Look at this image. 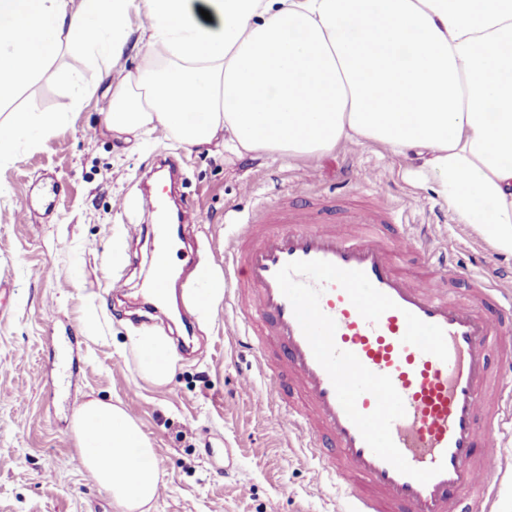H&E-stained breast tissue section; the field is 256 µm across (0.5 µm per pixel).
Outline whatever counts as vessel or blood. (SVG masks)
<instances>
[{
  "label": "vessel or blood",
  "instance_id": "obj_1",
  "mask_svg": "<svg viewBox=\"0 0 512 512\" xmlns=\"http://www.w3.org/2000/svg\"><path fill=\"white\" fill-rule=\"evenodd\" d=\"M145 202L158 217L153 237L159 272L144 293L159 303L165 298L161 269L170 236L163 198L149 195ZM404 251L416 255L423 274L397 268ZM296 260L363 271L395 302V309L371 323L338 284L329 283L320 308L336 323L339 349L391 378L406 410L391 425L396 446L413 467H444L428 483L378 457L344 412L275 278ZM224 278L233 284L234 319L257 354L269 398L281 401L289 433L343 490L345 512H459L464 492L473 496L470 512H492L488 478L497 464L498 437L512 424V294H504L491 275L464 270L449 259L434 261L423 235L394 223L382 209L358 208L349 211L346 223L327 224L320 212L281 203L238 225ZM460 280L470 286V302L448 293L449 283ZM409 312L443 329L447 360L403 343ZM494 347L501 352L495 371L488 363Z\"/></svg>",
  "mask_w": 512,
  "mask_h": 512
}]
</instances>
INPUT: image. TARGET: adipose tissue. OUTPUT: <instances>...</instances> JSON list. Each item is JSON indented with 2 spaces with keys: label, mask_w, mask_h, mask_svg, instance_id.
<instances>
[{
  "label": "adipose tissue",
  "mask_w": 512,
  "mask_h": 512,
  "mask_svg": "<svg viewBox=\"0 0 512 512\" xmlns=\"http://www.w3.org/2000/svg\"><path fill=\"white\" fill-rule=\"evenodd\" d=\"M130 46L140 63L112 88L113 132L161 127L189 147L287 157L373 142L410 158L458 223L512 255V0H0V103L55 78L62 51L86 60L57 111L0 124V162L40 146ZM131 345L147 378L170 377L167 337ZM76 431L83 468L123 512H142L160 471L135 418L90 400Z\"/></svg>",
  "instance_id": "adipose-tissue-1"
}]
</instances>
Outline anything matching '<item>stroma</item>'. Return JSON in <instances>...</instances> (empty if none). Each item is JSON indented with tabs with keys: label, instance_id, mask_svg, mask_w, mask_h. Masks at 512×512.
Masks as SVG:
<instances>
[{
	"label": "stroma",
	"instance_id": "obj_1",
	"mask_svg": "<svg viewBox=\"0 0 512 512\" xmlns=\"http://www.w3.org/2000/svg\"><path fill=\"white\" fill-rule=\"evenodd\" d=\"M138 63L124 55L41 147L0 165V512H122L80 462L71 421L90 399L127 409L150 439L161 482L149 512H336L335 489L269 408L255 353L233 337L228 300L202 320L178 296L185 323L141 307L152 243L129 229L151 221L145 175L164 158L182 170L181 200L197 221L172 243L181 266L194 258L223 273L230 217L302 198L340 211L379 203L426 226L459 265L500 272L507 291L512 256L456 223L428 184L407 178V159L374 143L300 158L189 150L162 128L147 144L121 143L104 117L113 85ZM66 89L28 84L0 105V122L29 106L55 111ZM139 331L192 338L165 385L141 375L130 345Z\"/></svg>",
	"mask_w": 512,
	"mask_h": 512
}]
</instances>
